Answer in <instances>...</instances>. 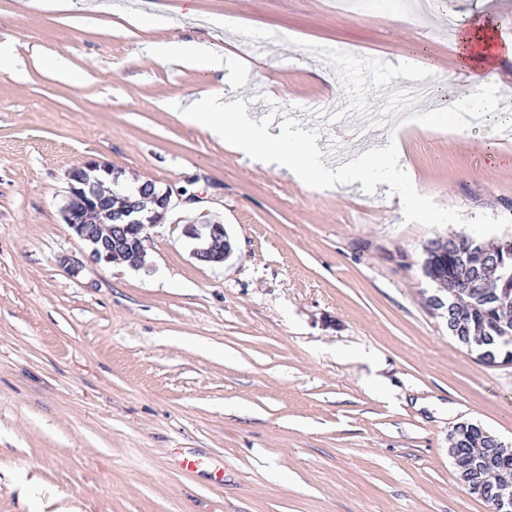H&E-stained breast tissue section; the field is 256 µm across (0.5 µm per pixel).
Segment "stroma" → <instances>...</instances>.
<instances>
[{
	"mask_svg": "<svg viewBox=\"0 0 512 512\" xmlns=\"http://www.w3.org/2000/svg\"><path fill=\"white\" fill-rule=\"evenodd\" d=\"M367 2L0 0L23 65L0 73V512H492L449 438L473 422L512 445V364L449 336L422 271L424 244L463 225L405 222L385 183L311 188L176 108L262 85L319 130L327 168L393 140L420 194L512 218V57L478 91L460 46L512 41V0ZM188 39L223 71L153 59ZM420 73L435 93L396 122ZM89 162L170 192L144 268L94 260L64 224L67 172ZM204 222L228 232L223 264L192 254L183 227Z\"/></svg>",
	"mask_w": 512,
	"mask_h": 512,
	"instance_id": "obj_1",
	"label": "stroma"
}]
</instances>
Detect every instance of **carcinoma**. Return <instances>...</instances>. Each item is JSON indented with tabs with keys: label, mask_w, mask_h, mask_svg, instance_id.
Segmentation results:
<instances>
[{
	"label": "carcinoma",
	"mask_w": 512,
	"mask_h": 512,
	"mask_svg": "<svg viewBox=\"0 0 512 512\" xmlns=\"http://www.w3.org/2000/svg\"><path fill=\"white\" fill-rule=\"evenodd\" d=\"M437 250V261L423 260L427 277L444 282L448 296V333L459 343L479 342L480 358L491 350L512 361V237L485 249L472 236L459 234L433 239L425 246Z\"/></svg>",
	"instance_id": "carcinoma-1"
}]
</instances>
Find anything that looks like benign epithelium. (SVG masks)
Instances as JSON below:
<instances>
[{
  "mask_svg": "<svg viewBox=\"0 0 512 512\" xmlns=\"http://www.w3.org/2000/svg\"><path fill=\"white\" fill-rule=\"evenodd\" d=\"M101 171L118 177L109 165L88 163L68 171V200L62 209L65 224L81 240L92 246V257L110 261L116 253L124 255V260L134 268L142 265L148 229L159 223L169 205L170 193L158 194L150 181L138 187L139 197L125 196L120 199L118 208L130 218L125 224L112 223V192H103L98 177H90ZM185 236L197 241H210L206 248L193 249L194 257L204 263H222L232 252V246L224 235L222 224H187ZM483 448L482 458L474 463L468 461L462 449L448 448L458 480L469 492L492 506L493 512H512V499L501 493L500 486L489 482L476 473V470L496 469L503 481H512V469L504 465V460L512 456V447L498 437L481 429Z\"/></svg>",
  "mask_w": 512,
  "mask_h": 512,
  "instance_id": "7a95c632",
  "label": "benign epithelium"
}]
</instances>
